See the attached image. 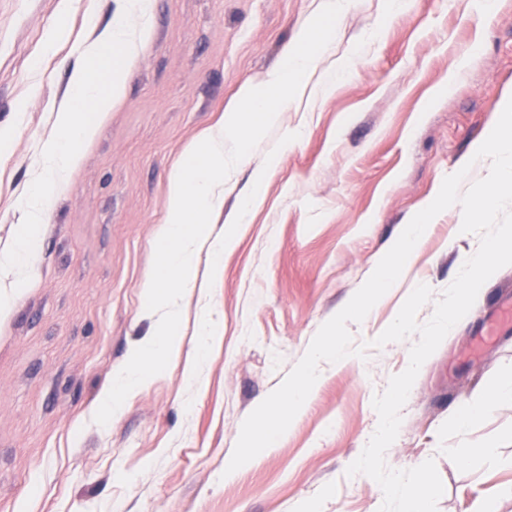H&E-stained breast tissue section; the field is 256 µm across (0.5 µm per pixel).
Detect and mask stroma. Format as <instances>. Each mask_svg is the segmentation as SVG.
I'll return each instance as SVG.
<instances>
[{
  "mask_svg": "<svg viewBox=\"0 0 512 512\" xmlns=\"http://www.w3.org/2000/svg\"><path fill=\"white\" fill-rule=\"evenodd\" d=\"M127 0H72L68 36L42 43L60 0H0V254L20 226L16 200L38 175L41 142L71 93L80 43L121 21ZM322 0H152L150 33L128 65L122 97L56 193L34 273L0 321V512H378L380 486L347 467L378 425L372 406L405 370L410 341L371 347L421 283L441 293L479 246L452 237L456 210L437 215L412 264L360 323L366 359L319 366L321 384L278 447L235 479L223 477L244 419L307 351L318 329L373 272L405 224L470 166L512 97V0H347L322 69L308 75L264 143L236 166L214 230L234 219L263 167L267 144L285 145L263 203L238 228L236 249L206 298L181 301V355L126 398L107 425L94 415L112 375L151 339L157 317L141 282L153 270L168 177L185 148L245 85L276 69ZM512 265L480 289L466 315L424 362L402 410L390 467L434 459L444 485L438 512H512V400L458 437L462 405L512 374ZM217 336L200 334L204 313ZM198 365L196 386L184 375ZM490 447L467 467L462 443Z\"/></svg>",
  "mask_w": 512,
  "mask_h": 512,
  "instance_id": "1",
  "label": "stroma"
}]
</instances>
